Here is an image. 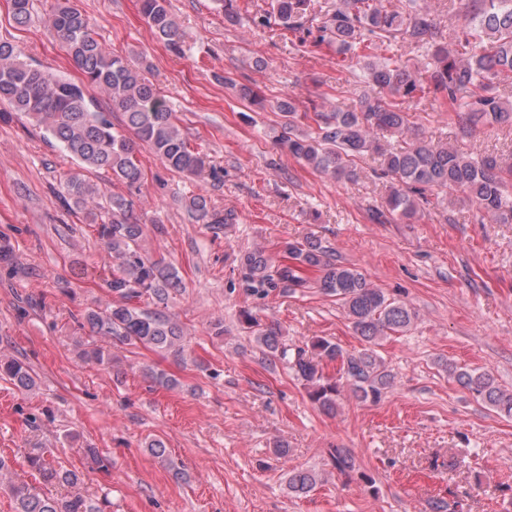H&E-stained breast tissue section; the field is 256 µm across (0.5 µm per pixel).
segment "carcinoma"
<instances>
[{"label":"carcinoma","mask_w":512,"mask_h":512,"mask_svg":"<svg viewBox=\"0 0 512 512\" xmlns=\"http://www.w3.org/2000/svg\"><path fill=\"white\" fill-rule=\"evenodd\" d=\"M11 8L16 24L30 21L32 0H11ZM271 8L256 24L265 26L273 16L299 45L334 47L339 63L359 70L358 83L376 89L373 95L362 92L354 109L345 111L314 104L312 111L299 112L293 101L281 102L278 109L284 122L277 139L281 151L321 174L347 181L356 180L358 161L375 157L382 174L390 178L382 209L371 214L379 224L415 218L426 192L433 189L448 197L461 192L479 212L501 224L512 223V154L473 155L427 140L413 130L403 106L406 99H429L462 113L469 126L512 122V0H468L464 21L452 32L455 51L442 42L434 18L416 8L415 0H406L401 10L386 8L382 0H336L335 7L325 12L315 10L314 0H275ZM141 9L156 35L170 45L178 44V25L168 0H142ZM52 25L83 79L75 81L32 64L23 59L17 45L0 40V101L26 116L44 139L58 143L80 170L110 175L129 188L142 179L138 153L144 144L169 167L202 173L200 153L190 146L172 108L145 76V66L106 52L89 19L76 8L58 6ZM400 39L421 51L419 69L410 72L394 56L374 54L378 45ZM91 88L102 91L108 105L91 96ZM114 109L122 113L119 124L112 122ZM60 197L72 209L94 204L86 219L112 257V277L106 287L114 301L84 315L91 335L108 340L109 345L86 346L81 350L83 360L110 365L112 348L122 345L182 353V327L162 309L170 293L182 287V280L164 259L148 255L145 225L133 216L134 201L105 195L79 173L64 179ZM188 210L204 224L231 223L230 214L209 209L201 196L189 199ZM285 249L292 259L289 265L273 263L260 250L244 256L246 288L258 295L277 288H317L341 303L364 347L348 352L318 338L310 352L301 347L293 350L276 324H262L246 312L243 319L255 329V343L270 363L292 369L305 382L309 398L327 413L336 412L346 389L361 401H379L393 388L395 376L376 346L385 336L408 331L418 314L373 286L358 268L333 259L312 239L289 242ZM304 268L319 271V277L307 281L300 275ZM323 361L339 364L338 377L323 374ZM447 368L476 400L512 417V392L501 388L489 373L452 364ZM0 375L20 390L34 386L29 365L18 357L0 354ZM47 453L46 448H33L28 454L39 482L77 487L76 472L56 468ZM333 463L341 473L355 470L354 458L343 448L335 449ZM8 471L0 457V487L13 500L14 512H103L102 504L79 492L57 499L26 483L5 484ZM318 481L311 470H294L288 473V490L304 495Z\"/></svg>","instance_id":"carcinoma-1"}]
</instances>
